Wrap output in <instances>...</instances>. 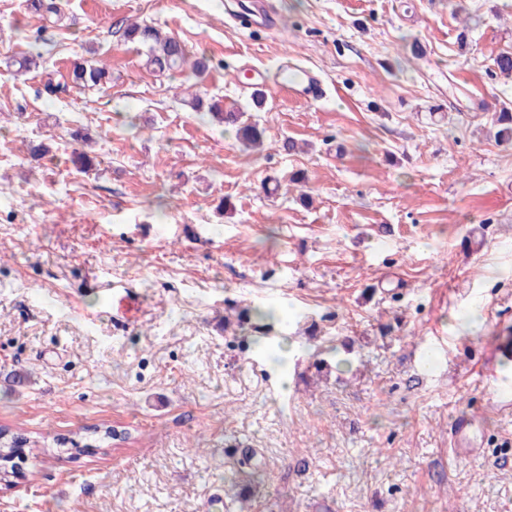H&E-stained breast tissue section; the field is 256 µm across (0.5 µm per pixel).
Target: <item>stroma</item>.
<instances>
[{
    "label": "stroma",
    "mask_w": 512,
    "mask_h": 512,
    "mask_svg": "<svg viewBox=\"0 0 512 512\" xmlns=\"http://www.w3.org/2000/svg\"><path fill=\"white\" fill-rule=\"evenodd\" d=\"M269 2L277 28L251 33L225 0H62L59 25L0 0V427L115 433L27 460L0 512H239L234 440L268 472L251 512H512V353H492L512 337V145L491 127L512 0ZM134 21L205 56L202 81L146 70ZM287 54L324 101L278 93ZM88 55L109 87L41 96ZM192 84L263 149L186 106ZM126 281L130 324L105 292ZM463 414L475 457L448 445ZM219 123L235 128L236 137L247 146H260L263 143L264 129L257 123L241 122V114L236 112H210ZM112 318L119 317L136 322L143 313L142 301L126 283L111 292Z\"/></svg>",
    "instance_id": "35a3bbf8"
}]
</instances>
